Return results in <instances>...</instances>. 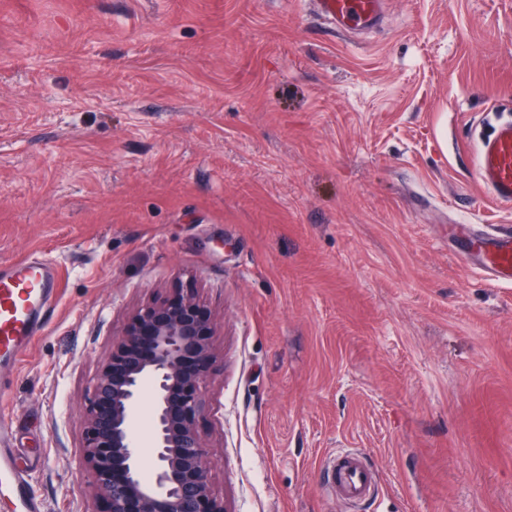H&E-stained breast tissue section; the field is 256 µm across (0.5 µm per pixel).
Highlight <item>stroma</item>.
Listing matches in <instances>:
<instances>
[{
    "mask_svg": "<svg viewBox=\"0 0 512 512\" xmlns=\"http://www.w3.org/2000/svg\"><path fill=\"white\" fill-rule=\"evenodd\" d=\"M384 3L340 34L312 0H0V266H59L0 424L44 512H100L93 379L186 286L226 512H512V286L448 235L512 229L470 133L512 114V0ZM332 484L338 496L358 503L371 498L375 492L372 472L358 451L336 455L330 462Z\"/></svg>",
    "mask_w": 512,
    "mask_h": 512,
    "instance_id": "35a3bbf8",
    "label": "stroma"
}]
</instances>
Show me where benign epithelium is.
Masks as SVG:
<instances>
[{
    "label": "benign epithelium",
    "instance_id": "benign-epithelium-1",
    "mask_svg": "<svg viewBox=\"0 0 512 512\" xmlns=\"http://www.w3.org/2000/svg\"><path fill=\"white\" fill-rule=\"evenodd\" d=\"M217 320L191 290L147 302L127 318L100 365L85 410L81 456L105 512H224L209 481L199 419L216 358ZM153 354L139 353L141 336ZM151 387L154 467L145 477L131 419Z\"/></svg>",
    "mask_w": 512,
    "mask_h": 512
}]
</instances>
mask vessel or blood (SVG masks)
Wrapping results in <instances>:
<instances>
[{
    "label": "vessel or blood",
    "mask_w": 512,
    "mask_h": 512,
    "mask_svg": "<svg viewBox=\"0 0 512 512\" xmlns=\"http://www.w3.org/2000/svg\"><path fill=\"white\" fill-rule=\"evenodd\" d=\"M383 0H318L321 14L340 32L374 26ZM477 179L496 201L512 204V119L498 121L478 140ZM458 240L469 244L471 261L495 283L512 284V233L475 234L471 225L457 227ZM58 270L46 259L28 258L0 272V362L17 365L25 348L46 321V310ZM14 448L0 426V497L12 512H43L28 476L14 465ZM332 484L338 496L358 503L375 492L372 472L361 454L347 451L330 462Z\"/></svg>",
    "instance_id": "b4317fda"
}]
</instances>
